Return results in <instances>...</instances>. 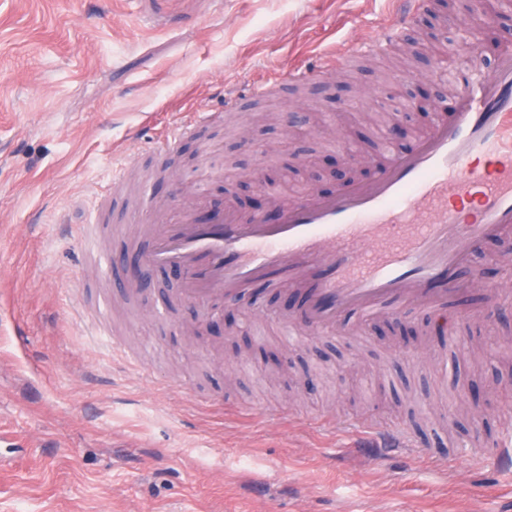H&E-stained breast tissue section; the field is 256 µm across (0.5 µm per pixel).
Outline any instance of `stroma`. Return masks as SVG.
Instances as JSON below:
<instances>
[{
  "label": "stroma",
  "mask_w": 512,
  "mask_h": 512,
  "mask_svg": "<svg viewBox=\"0 0 512 512\" xmlns=\"http://www.w3.org/2000/svg\"><path fill=\"white\" fill-rule=\"evenodd\" d=\"M465 2L431 0L397 43L352 59L333 83L252 99L258 82L375 39L392 0H0V512H512V471L469 448L512 425L506 243L481 242L471 260L509 296L449 330L413 311L295 333L297 299L267 290L189 339L199 314L181 274L127 269L156 206L204 196L215 220L228 207L268 212L276 196L373 178L362 157L384 143L411 150L432 116L405 97H448L434 75L468 52L456 24ZM488 6L499 16L477 47L485 70L512 43V14ZM364 102L393 109L402 135L388 139ZM198 110L224 118L154 151L178 114ZM266 110L279 120L254 123ZM121 148L135 163L109 185L105 258L93 260L82 238ZM287 166L271 193L233 177ZM91 319L138 367L87 336ZM367 414L401 425L423 456L349 452L355 431L341 422Z\"/></svg>",
  "instance_id": "stroma-1"
}]
</instances>
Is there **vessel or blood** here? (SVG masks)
Here are the masks:
<instances>
[{
    "label": "vessel or blood",
    "mask_w": 512,
    "mask_h": 512,
    "mask_svg": "<svg viewBox=\"0 0 512 512\" xmlns=\"http://www.w3.org/2000/svg\"><path fill=\"white\" fill-rule=\"evenodd\" d=\"M428 7L429 0H401L368 51L395 43ZM496 19L482 0H471L469 47ZM342 63L327 53L317 68L289 69L288 81L324 78ZM452 83V102L438 108L430 130L409 152L387 151L373 179L338 184L330 195L275 200L272 219L231 209L216 224L179 218L155 231L141 263L182 271L187 297L208 309L235 301L260 279L286 288L304 298L293 326L308 334L348 316L367 326L411 310L461 321L487 312L504 293L473 291L479 273L470 254L479 242L512 240V43L492 71L467 60ZM217 118L202 111L173 121L163 149ZM481 158L491 168L476 167ZM356 431L388 452L413 445L404 429L368 417Z\"/></svg>",
    "instance_id": "vessel-or-blood-1"
}]
</instances>
